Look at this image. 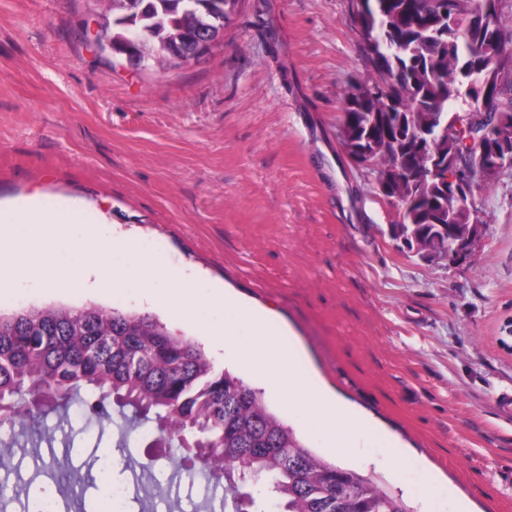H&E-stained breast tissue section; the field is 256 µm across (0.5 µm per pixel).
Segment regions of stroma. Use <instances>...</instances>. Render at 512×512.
Segmentation results:
<instances>
[{
	"label": "stroma",
	"mask_w": 512,
	"mask_h": 512,
	"mask_svg": "<svg viewBox=\"0 0 512 512\" xmlns=\"http://www.w3.org/2000/svg\"><path fill=\"white\" fill-rule=\"evenodd\" d=\"M95 0H0V205L51 195L118 237L288 325L318 375L453 489L426 500L416 469L366 448L338 466L373 475L413 512H512V167L473 206L484 226L450 262L391 234L398 209L341 147L340 98L367 76L350 0H244L221 43L158 70L105 62ZM154 308L23 284L0 314L49 306ZM215 367L262 392L313 452L315 426L268 389L271 363L215 347L203 322L158 314Z\"/></svg>",
	"instance_id": "1"
}]
</instances>
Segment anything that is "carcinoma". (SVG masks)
Returning a JSON list of instances; mask_svg holds the SVG:
<instances>
[{
	"mask_svg": "<svg viewBox=\"0 0 512 512\" xmlns=\"http://www.w3.org/2000/svg\"><path fill=\"white\" fill-rule=\"evenodd\" d=\"M355 10L361 34H375L369 77L352 79L341 97L340 122L371 152L376 181L399 166L407 193L399 200L395 237L425 244L448 240L439 225L463 220L468 203L488 183L475 179L448 196L438 181L414 179L427 169L417 155L425 132L458 120L462 135L438 145L462 174L484 164L480 133L500 113H512V28L499 18V0H365ZM240 0H112V36H150L164 57L169 44L208 26L213 13H236ZM375 82L390 95L373 96ZM435 126L426 127L427 113ZM24 411L0 422V468L10 471L13 449L51 440L47 421L70 427L85 409L81 431L117 428L120 463L131 467L130 435L148 426L159 447H182L197 432L212 463L189 455L167 457L171 475L157 482L156 464L140 478L170 497L181 481L205 474L209 512H412L404 500L369 476L332 464L310 451L296 431L269 408L261 393L227 370L216 369L203 348L151 314L96 306L20 309L0 315V399Z\"/></svg>",
	"mask_w": 512,
	"mask_h": 512,
	"instance_id": "1",
	"label": "carcinoma"
}]
</instances>
